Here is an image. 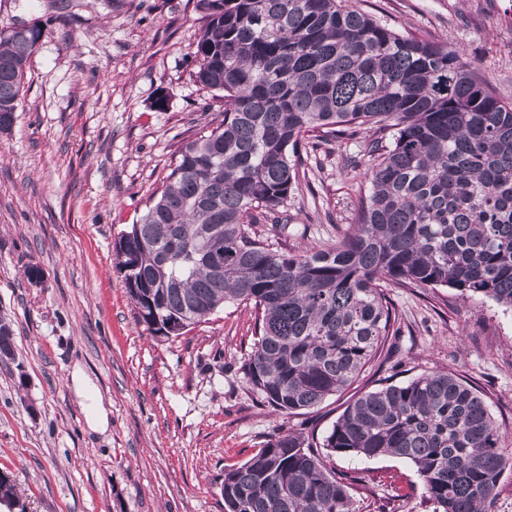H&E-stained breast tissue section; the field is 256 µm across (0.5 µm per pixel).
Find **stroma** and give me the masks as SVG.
<instances>
[{"instance_id": "1", "label": "stroma", "mask_w": 512, "mask_h": 512, "mask_svg": "<svg viewBox=\"0 0 512 512\" xmlns=\"http://www.w3.org/2000/svg\"><path fill=\"white\" fill-rule=\"evenodd\" d=\"M401 31L448 40L512 100V0H356ZM0 0V29L38 24L11 131L0 133V317L15 360L0 364V472L27 512H224V471L268 437L322 443L353 392L450 371L479 390L512 449V312L450 288H389L401 332L378 372L291 417L260 402L241 365L252 306L229 305L163 340L139 324L113 244L146 209L202 108L223 109L198 85L194 0ZM349 144L317 154L290 201L296 242L334 237L352 222L364 169ZM38 265L42 286L24 270ZM80 367L110 414L91 432L74 394ZM364 480L369 512H432L412 464L330 456ZM401 489L404 499L392 496Z\"/></svg>"}]
</instances>
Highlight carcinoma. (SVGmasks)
<instances>
[{
  "label": "carcinoma",
  "mask_w": 512,
  "mask_h": 512,
  "mask_svg": "<svg viewBox=\"0 0 512 512\" xmlns=\"http://www.w3.org/2000/svg\"><path fill=\"white\" fill-rule=\"evenodd\" d=\"M196 83L222 94L114 263L138 321L179 336L254 305L243 364L274 412L347 390L396 335L384 288L456 289L512 310V102L446 40L400 33L350 0H196ZM42 31L0 29V131ZM369 134L367 192L339 239L288 247L302 148ZM0 355L14 330L0 318ZM322 447L416 468L432 512H494L512 453L488 404L448 371L352 401ZM224 512H364L303 434L224 470ZM0 501L26 505L7 473Z\"/></svg>",
  "instance_id": "cac0c4a2"
}]
</instances>
